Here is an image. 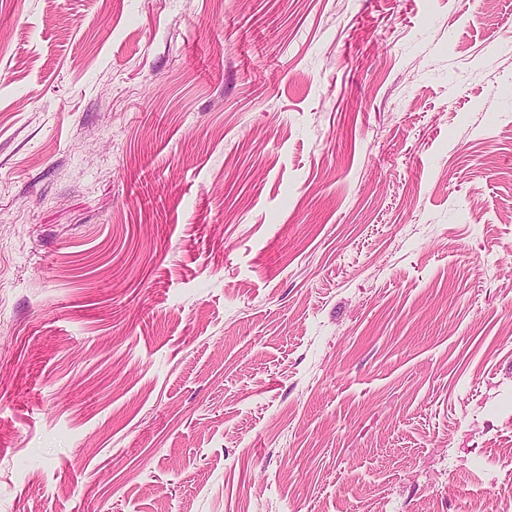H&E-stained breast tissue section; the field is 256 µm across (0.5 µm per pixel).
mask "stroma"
Instances as JSON below:
<instances>
[{
	"label": "stroma",
	"instance_id": "stroma-1",
	"mask_svg": "<svg viewBox=\"0 0 512 512\" xmlns=\"http://www.w3.org/2000/svg\"><path fill=\"white\" fill-rule=\"evenodd\" d=\"M0 512H512V0H0Z\"/></svg>",
	"mask_w": 512,
	"mask_h": 512
}]
</instances>
